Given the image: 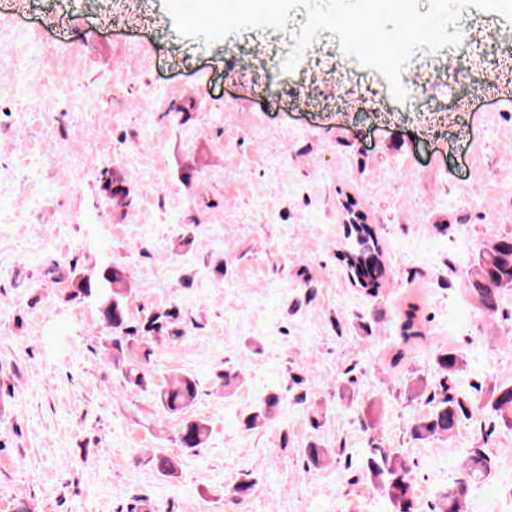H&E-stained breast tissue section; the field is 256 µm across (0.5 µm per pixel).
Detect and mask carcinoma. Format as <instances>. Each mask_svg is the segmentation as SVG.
Here are the masks:
<instances>
[{"instance_id":"obj_1","label":"carcinoma","mask_w":512,"mask_h":512,"mask_svg":"<svg viewBox=\"0 0 512 512\" xmlns=\"http://www.w3.org/2000/svg\"><path fill=\"white\" fill-rule=\"evenodd\" d=\"M356 252L351 269L358 271L363 264L372 263L375 244L366 228L355 232ZM476 281L474 291L480 296L486 310L493 309L494 289L512 287V245L498 243L484 250L474 268ZM125 272L119 267H109L100 273L77 272L73 278V297L94 303L102 320L112 323L114 357L118 375L125 384L139 387L144 376L140 375V363L132 342L126 340L128 294ZM161 409L172 415L185 413L197 397V383L190 376L177 377L165 382L155 394ZM432 407L421 416L412 430L416 440L451 433L459 422L469 416L467 408L458 399L445 392L430 399ZM496 417L512 426V387H501L489 404ZM210 429L199 420H184L179 442L186 451H194L206 443ZM363 470L370 475L377 490L389 500L394 512H414L415 479L411 469L404 465L403 453L398 448L372 447L365 449ZM492 458L483 450L471 452L465 464V473L454 480L439 498L437 512H460L462 501L470 488L483 482L492 474Z\"/></svg>"}]
</instances>
